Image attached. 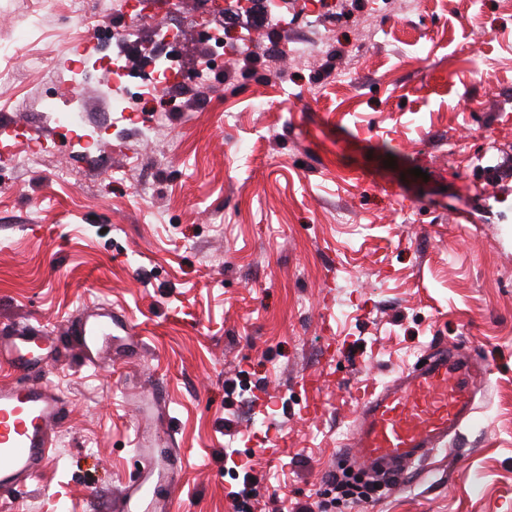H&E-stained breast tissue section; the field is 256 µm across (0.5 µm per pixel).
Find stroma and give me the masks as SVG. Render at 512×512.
Listing matches in <instances>:
<instances>
[{"mask_svg": "<svg viewBox=\"0 0 512 512\" xmlns=\"http://www.w3.org/2000/svg\"><path fill=\"white\" fill-rule=\"evenodd\" d=\"M110 2L0 0V335L42 331L65 411L52 461L0 512H120L153 390L184 454L152 474L169 512H236L244 460L249 512L325 501L357 389L442 343L485 371L472 419L386 496L327 512H512V0H325L316 20L290 0L287 25L248 24L206 71L186 29L178 95L103 112L94 75L86 155L40 110L70 102V42L98 52L103 14L147 50L195 8ZM294 38L321 54L288 57ZM90 314L127 322L93 364L72 341Z\"/></svg>", "mask_w": 512, "mask_h": 512, "instance_id": "stroma-1", "label": "stroma"}]
</instances>
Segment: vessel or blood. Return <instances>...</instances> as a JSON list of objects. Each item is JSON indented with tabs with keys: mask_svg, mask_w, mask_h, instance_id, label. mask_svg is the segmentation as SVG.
<instances>
[{
	"mask_svg": "<svg viewBox=\"0 0 512 512\" xmlns=\"http://www.w3.org/2000/svg\"><path fill=\"white\" fill-rule=\"evenodd\" d=\"M38 337L25 332L0 340L22 381L0 386V490L15 487L46 467L52 438L63 417L60 395L44 380L36 350ZM484 376L468 357L450 351L431 357L380 391L360 400V415L351 429L357 460L397 467L426 460L447 445L474 410V392ZM157 500L148 477H131L120 500Z\"/></svg>",
	"mask_w": 512,
	"mask_h": 512,
	"instance_id": "1",
	"label": "vessel or blood"
}]
</instances>
